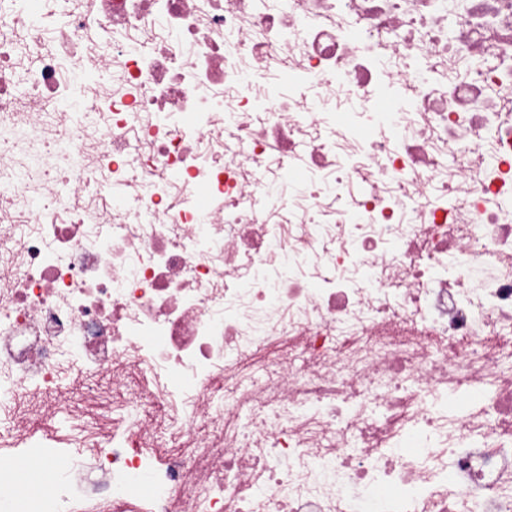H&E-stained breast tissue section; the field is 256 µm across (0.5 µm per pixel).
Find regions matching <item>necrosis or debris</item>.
<instances>
[{"mask_svg":"<svg viewBox=\"0 0 512 512\" xmlns=\"http://www.w3.org/2000/svg\"><path fill=\"white\" fill-rule=\"evenodd\" d=\"M21 395L0 512H512V0H0ZM51 424L54 429L48 433L49 436L38 433L36 437L44 442L46 448H55L73 459L80 457V448L70 444V438L77 435L71 417L65 412L58 413Z\"/></svg>","mask_w":512,"mask_h":512,"instance_id":"necrosis-or-debris-1","label":"necrosis or debris"}]
</instances>
